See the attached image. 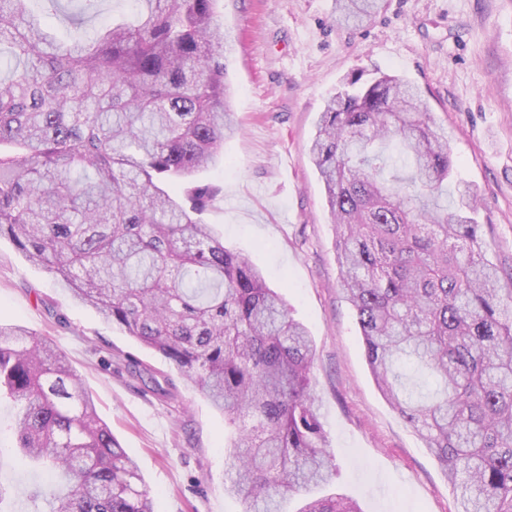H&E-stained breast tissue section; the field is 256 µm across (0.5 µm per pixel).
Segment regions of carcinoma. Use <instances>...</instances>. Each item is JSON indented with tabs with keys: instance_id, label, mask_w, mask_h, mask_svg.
<instances>
[{
	"instance_id": "cac0c4a2",
	"label": "carcinoma",
	"mask_w": 512,
	"mask_h": 512,
	"mask_svg": "<svg viewBox=\"0 0 512 512\" xmlns=\"http://www.w3.org/2000/svg\"><path fill=\"white\" fill-rule=\"evenodd\" d=\"M60 40L30 0H0V238L71 297L156 351L224 414L227 494L241 512L335 472L315 407L314 346L249 259L202 215L198 180L237 131L217 0H138L132 21ZM370 21L384 0H334ZM422 92L381 73L347 78L309 151L333 224L340 282L376 384L425 441L458 512H512V288L487 255L476 193L453 178L448 137ZM17 448L56 473L41 512H156L138 466L52 341L0 322V398ZM299 512H362L338 493Z\"/></svg>"
}]
</instances>
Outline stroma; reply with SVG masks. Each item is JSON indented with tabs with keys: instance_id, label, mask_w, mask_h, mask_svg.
I'll return each instance as SVG.
<instances>
[{
	"instance_id": "1",
	"label": "stroma",
	"mask_w": 512,
	"mask_h": 512,
	"mask_svg": "<svg viewBox=\"0 0 512 512\" xmlns=\"http://www.w3.org/2000/svg\"><path fill=\"white\" fill-rule=\"evenodd\" d=\"M240 130L201 173L222 198L205 213L225 247L259 268L315 344V405L336 465L333 483L362 512H456L452 488L417 432L388 404L340 284L335 230L309 155L326 99L376 71L418 86L448 135L460 178L481 200L493 261L512 286V0H386L360 28L333 0H217ZM0 322L49 337L138 464L157 512H240L224 492V417L167 361L0 239ZM136 360L176 386L156 397L125 371ZM14 408L0 401V512H31L46 472L14 450Z\"/></svg>"
}]
</instances>
